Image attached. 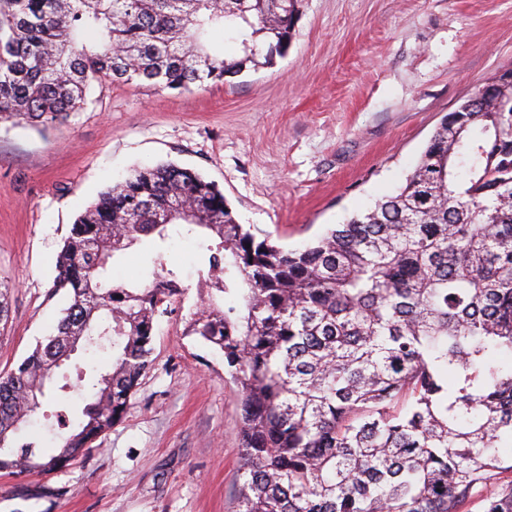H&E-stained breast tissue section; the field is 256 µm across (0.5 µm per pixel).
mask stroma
I'll return each mask as SVG.
<instances>
[{"mask_svg":"<svg viewBox=\"0 0 512 512\" xmlns=\"http://www.w3.org/2000/svg\"><path fill=\"white\" fill-rule=\"evenodd\" d=\"M509 67L512 0H302L274 65L188 91L106 79L66 123H1L0 376L55 329L75 218L133 168L195 170L240 223L298 248L394 193L443 117ZM200 242L174 226L114 257L141 284L164 253L184 293L123 420L66 469L0 478V512H236L240 395L223 353L186 333L208 298Z\"/></svg>","mask_w":512,"mask_h":512,"instance_id":"obj_1","label":"stroma"}]
</instances>
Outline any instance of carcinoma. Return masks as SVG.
<instances>
[{
    "instance_id": "1",
    "label": "carcinoma",
    "mask_w": 512,
    "mask_h": 512,
    "mask_svg": "<svg viewBox=\"0 0 512 512\" xmlns=\"http://www.w3.org/2000/svg\"><path fill=\"white\" fill-rule=\"evenodd\" d=\"M300 0H0V123L38 129L103 79L188 90L274 64ZM221 32L240 54H210ZM190 212L173 211L180 199ZM189 224L210 290L188 334L216 346L241 394L237 512H512V81L490 77L435 129L398 191L302 249L238 222L224 193L172 163L143 165L77 216L56 259V331L0 377V472L69 465L119 423L150 366L155 321L184 292L106 276L116 252ZM112 335L47 455L17 438L74 345Z\"/></svg>"
}]
</instances>
